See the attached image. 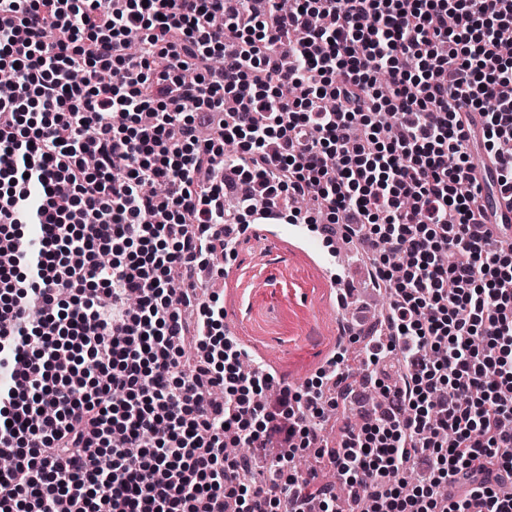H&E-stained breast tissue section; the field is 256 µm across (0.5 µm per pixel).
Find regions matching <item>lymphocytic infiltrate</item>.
Here are the masks:
<instances>
[{
    "label": "lymphocytic infiltrate",
    "mask_w": 512,
    "mask_h": 512,
    "mask_svg": "<svg viewBox=\"0 0 512 512\" xmlns=\"http://www.w3.org/2000/svg\"><path fill=\"white\" fill-rule=\"evenodd\" d=\"M511 26L512 0H0V512H338V485L348 512H512V241L471 160L512 197ZM229 175L252 189L237 213L308 199L288 223L374 253L390 302L359 365L278 385L198 302ZM336 378L377 401L328 484L295 458Z\"/></svg>",
    "instance_id": "lymphocytic-infiltrate-1"
}]
</instances>
